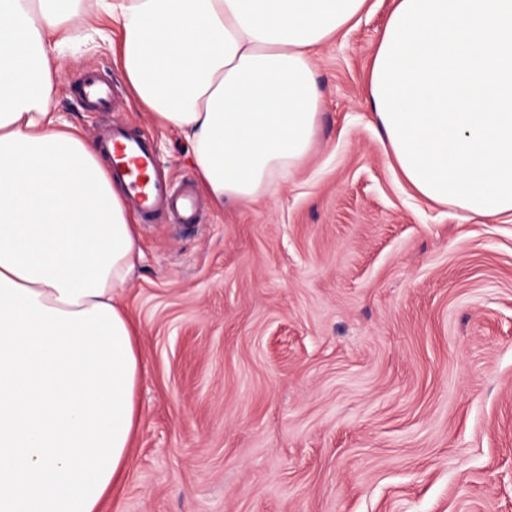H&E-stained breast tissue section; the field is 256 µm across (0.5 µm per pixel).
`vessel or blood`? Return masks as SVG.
I'll list each match as a JSON object with an SVG mask.
<instances>
[{
	"mask_svg": "<svg viewBox=\"0 0 512 512\" xmlns=\"http://www.w3.org/2000/svg\"><path fill=\"white\" fill-rule=\"evenodd\" d=\"M79 91L85 104L105 111L112 106V89L98 72L86 70L79 75ZM99 150L109 160L112 179L125 182L128 199L145 224L167 216L178 224L200 221L199 203L191 184H173L156 167L147 137L114 125L99 139Z\"/></svg>",
	"mask_w": 512,
	"mask_h": 512,
	"instance_id": "b4317fda",
	"label": "vessel or blood"
}]
</instances>
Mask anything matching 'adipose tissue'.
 <instances>
[{"label":"adipose tissue","instance_id":"adipose-tissue-1","mask_svg":"<svg viewBox=\"0 0 512 512\" xmlns=\"http://www.w3.org/2000/svg\"><path fill=\"white\" fill-rule=\"evenodd\" d=\"M366 0H0V512H100L141 421V257L124 192L52 110L60 41L112 16L135 98L191 148L216 209L258 201L314 144L311 51ZM368 95L426 200L512 219V0H395Z\"/></svg>","mask_w":512,"mask_h":512}]
</instances>
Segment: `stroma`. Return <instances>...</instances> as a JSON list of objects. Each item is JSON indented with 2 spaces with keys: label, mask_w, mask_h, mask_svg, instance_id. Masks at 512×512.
I'll use <instances>...</instances> for the list:
<instances>
[{
  "label": "stroma",
  "mask_w": 512,
  "mask_h": 512,
  "mask_svg": "<svg viewBox=\"0 0 512 512\" xmlns=\"http://www.w3.org/2000/svg\"><path fill=\"white\" fill-rule=\"evenodd\" d=\"M393 8L368 0L312 51L322 95L303 168L201 223L138 225L120 296L141 334V423L101 512H512V223L416 197L389 165L367 73ZM120 26L59 52L54 110L120 123L196 180L117 62ZM94 66L114 102L74 91Z\"/></svg>",
  "instance_id": "obj_1"
}]
</instances>
